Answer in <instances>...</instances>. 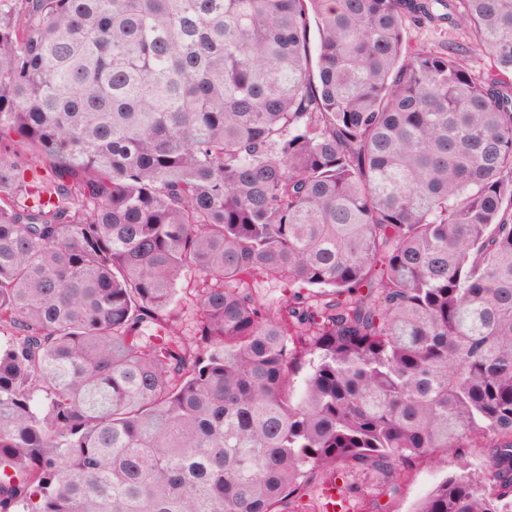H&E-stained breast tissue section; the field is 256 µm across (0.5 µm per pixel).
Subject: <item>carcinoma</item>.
Instances as JSON below:
<instances>
[{"mask_svg": "<svg viewBox=\"0 0 512 512\" xmlns=\"http://www.w3.org/2000/svg\"><path fill=\"white\" fill-rule=\"evenodd\" d=\"M450 450L414 512H512V0H0V512ZM448 40V30L435 27L432 24H417L412 21L406 22V42L411 49L423 46H439L443 41Z\"/></svg>", "mask_w": 512, "mask_h": 512, "instance_id": "cac0c4a2", "label": "carcinoma"}]
</instances>
